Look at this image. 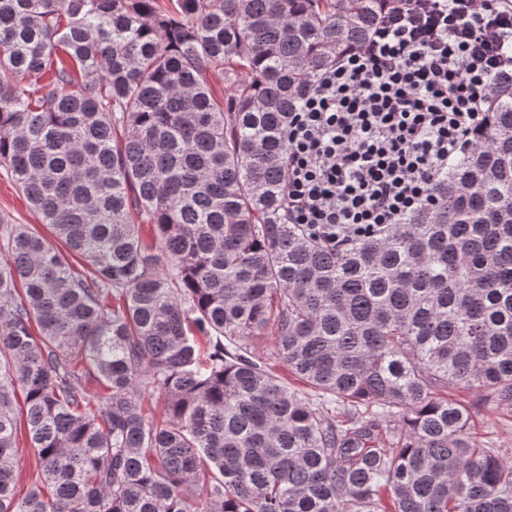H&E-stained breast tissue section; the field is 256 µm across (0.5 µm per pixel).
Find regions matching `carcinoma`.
Here are the masks:
<instances>
[{"label": "carcinoma", "instance_id": "1", "mask_svg": "<svg viewBox=\"0 0 512 512\" xmlns=\"http://www.w3.org/2000/svg\"><path fill=\"white\" fill-rule=\"evenodd\" d=\"M394 3L0 0V171L56 237L0 223V512H512L474 431L512 413V84L437 206L284 218L302 90ZM20 477L15 484V493L21 498L30 488L29 482L36 463L33 450L28 447L24 433L19 437Z\"/></svg>", "mask_w": 512, "mask_h": 512}]
</instances>
